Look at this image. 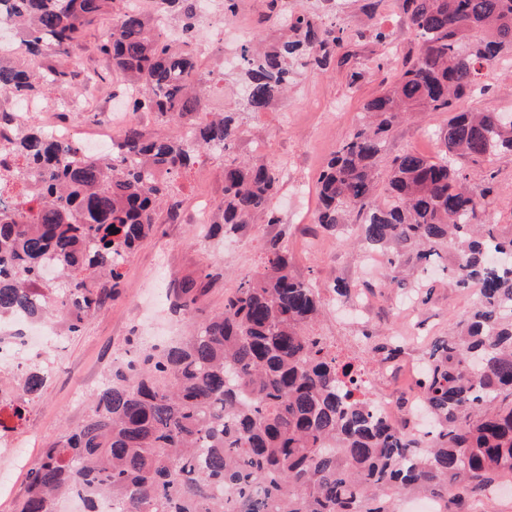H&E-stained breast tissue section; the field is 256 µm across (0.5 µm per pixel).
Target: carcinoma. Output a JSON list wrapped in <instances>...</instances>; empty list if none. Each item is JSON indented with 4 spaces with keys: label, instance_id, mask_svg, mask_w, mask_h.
<instances>
[{
    "label": "carcinoma",
    "instance_id": "1",
    "mask_svg": "<svg viewBox=\"0 0 512 512\" xmlns=\"http://www.w3.org/2000/svg\"><path fill=\"white\" fill-rule=\"evenodd\" d=\"M267 8L264 21L279 36L245 44L238 66L243 108L254 113L269 110L299 69L347 60L338 56L347 30L317 7L293 12L268 0ZM402 9L419 54L365 101L363 121L319 173L316 222L332 231L356 215L368 252L392 247L394 270L425 272L446 246L457 287H479L460 331L436 338L423 358L416 385L433 430L415 436L367 405L353 386L363 361L308 332L321 295L292 275L288 247L274 240L263 270L242 279L223 312L191 323L161 353L111 370L87 417L28 470L16 512H53L67 493L89 512L99 498L112 512H394V499L416 493L448 512V492L512 478V238L483 221L484 196L461 165L512 155V119L459 107L512 54V0H402ZM109 11L99 51L137 93L133 111L184 119L185 135L148 133L130 119L118 152L95 158L0 110V191L19 184L27 198L0 206V315L51 316L67 336L119 296L124 258L153 232L176 178L201 153L224 158L221 222L210 234L234 235L260 217L278 223V174L239 159L236 113L204 112L191 47L198 0H155L151 15L125 0H0V24L19 37L18 57L0 61V94L35 104L40 90L69 84L47 58L80 52L88 27ZM173 12L184 37L167 43L161 32ZM415 112L448 113L437 131L444 157L404 150L382 183L389 134ZM174 297V312L189 310L194 283ZM372 352L391 362L402 343ZM46 381L47 367L35 363L0 374L16 419Z\"/></svg>",
    "mask_w": 512,
    "mask_h": 512
}]
</instances>
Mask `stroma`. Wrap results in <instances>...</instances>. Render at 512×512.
I'll list each match as a JSON object with an SVG mask.
<instances>
[{
    "label": "stroma",
    "instance_id": "35a3bbf8",
    "mask_svg": "<svg viewBox=\"0 0 512 512\" xmlns=\"http://www.w3.org/2000/svg\"><path fill=\"white\" fill-rule=\"evenodd\" d=\"M360 0H322L326 20L344 26L352 35L345 46L350 59L346 66L325 72L301 71L287 97L261 113L243 111L239 77L224 71L220 50L212 49L201 59L203 68L215 80L205 93L210 112L238 114L236 151L242 157L256 155L252 145L260 140L262 161L281 173L283 186L273 207L280 221L246 225L234 236L207 238V225L160 220L155 232L130 256L123 269V293L100 306L77 335L45 357L50 377L41 394L32 400L25 418L13 435L22 441L27 461H35L43 448L57 441L81 423L89 412L92 394L111 367L137 358L139 352L165 340L187 335L191 322L203 321L223 310L224 297L240 279L260 270L269 240L280 238L293 257V272L313 287L327 288L342 278L355 286L367 300V315L355 320L343 312V305L325 297L322 315L314 327L342 354L362 358L367 369L381 366L371 349L387 336L403 340L394 379L376 386L379 394H391L401 405L415 393L416 368L429 340L454 330L473 307L477 291L458 288L450 271L451 255L426 278L429 295L408 293L387 287L385 264L367 268L359 246L361 229L356 224L338 225L336 231L322 230L314 222L318 204L317 177L327 158L358 125L362 106L394 79L405 59L414 57L420 42L409 29L401 0H383L375 19L360 9ZM381 26L397 44L391 52L374 40V26ZM111 17H103L89 29L88 49L77 55L56 56V66L69 73L72 86H81L86 72L95 70L111 77L109 60L94 52L92 45L107 36ZM361 72L357 84H350V72ZM474 104L494 112L512 113V68L493 64L487 85ZM445 115L420 114L400 121L389 138L390 154L413 150L434 160L441 155L435 135ZM470 185L484 189L488 170L498 173V188L485 198L484 219L504 239L512 237V157L493 162L467 163ZM176 199L184 215L192 212L198 197L219 201L223 196V162L205 155L177 179ZM187 280L196 281L197 301L189 315L169 309L168 294Z\"/></svg>",
    "mask_w": 512,
    "mask_h": 512
}]
</instances>
